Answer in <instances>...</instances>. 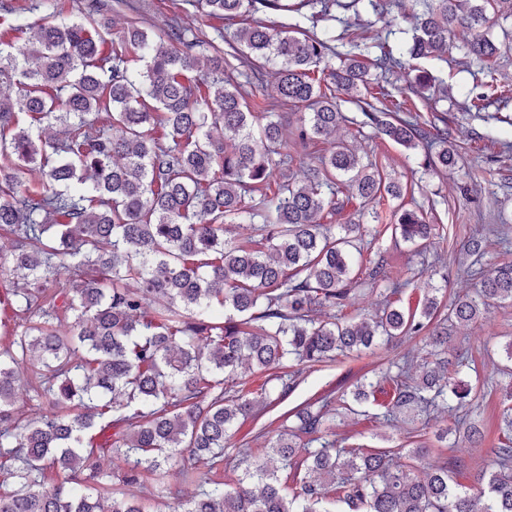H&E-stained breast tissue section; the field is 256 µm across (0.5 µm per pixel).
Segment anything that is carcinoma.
I'll return each mask as SVG.
<instances>
[{
	"mask_svg": "<svg viewBox=\"0 0 512 512\" xmlns=\"http://www.w3.org/2000/svg\"><path fill=\"white\" fill-rule=\"evenodd\" d=\"M202 15L231 19L259 10L314 9L335 0H186ZM508 0H419L415 35L396 51L354 43L330 70L347 95L379 89L361 100L362 119L341 112L336 95L312 77L331 38L291 36L257 23L204 41L180 14L166 27L133 23L106 40L109 0H90L79 17L50 12L30 23L17 15L10 30L23 44L0 41V512H151L143 499L104 482L101 448L126 470L125 486L169 474L199 486L176 512H512V403L504 406L505 440L490 461L477 462V487L459 485L447 452L459 439L475 448L482 430L469 417L472 385L462 355L448 358V325L469 324L493 305L512 304V263L484 265L482 239L468 242L474 290L441 310L429 288L414 309L384 299L381 309L343 319L357 281L354 253L363 237L386 233L427 252L442 237L423 212L398 205L394 224H322L317 216L358 203L361 215L403 186L340 143L309 165L304 179L285 175L294 152L340 124L374 128L408 148H422L425 168L448 172L458 163L448 144L447 118L420 121L384 88L402 72L409 88L433 76L406 59L449 49L477 63L495 88L496 64L512 46L486 29ZM260 88L272 76L276 100L251 110L233 77L232 60ZM139 62L134 68L131 61ZM309 112L288 121L283 109ZM106 112L111 130L90 116ZM444 127H439V124ZM39 177L21 191L12 169ZM248 223L242 241L225 236ZM369 281L389 280L390 294L409 280L386 275L383 259ZM403 337L419 338L430 360L411 374L405 355L358 380L350 393H324L281 415L263 446L237 451L241 477L232 489L209 473L224 462V442L238 422L283 401L300 384L301 366L374 352ZM296 369L289 370V365ZM277 385L248 398L233 388L242 367ZM382 404L383 419L451 411L454 424L434 434L442 457L421 468L428 446L397 453L364 451L331 438L336 418ZM49 413L21 420V396ZM275 460L280 467L272 468Z\"/></svg>",
	"mask_w": 512,
	"mask_h": 512,
	"instance_id": "cac0c4a2",
	"label": "carcinoma"
}]
</instances>
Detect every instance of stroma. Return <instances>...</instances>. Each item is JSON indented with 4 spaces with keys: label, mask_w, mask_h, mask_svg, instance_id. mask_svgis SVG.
I'll return each instance as SVG.
<instances>
[{
    "label": "stroma",
    "mask_w": 512,
    "mask_h": 512,
    "mask_svg": "<svg viewBox=\"0 0 512 512\" xmlns=\"http://www.w3.org/2000/svg\"><path fill=\"white\" fill-rule=\"evenodd\" d=\"M135 10L122 9L109 14V37L121 35L129 23L159 24L186 8L184 0H136ZM415 0H401L389 6L396 22L385 27L377 22L376 15L363 0L357 7H350L349 0H337L330 14L319 22L293 13L275 14L259 11L249 16L230 20L199 18L197 26L202 39L212 38L215 30L233 32L255 22L275 23L286 28L297 26L316 28L317 32L342 36L356 24L373 23L382 39L390 44H407L411 40L409 13ZM458 52L452 51L438 59L421 60L420 65L430 70L435 78L432 88L411 96L415 111L430 116L432 110L444 111L448 120V140L459 152V161L452 173L431 175L422 167V151L408 150L382 139L372 129L357 133L355 128H341L335 139L318 140L311 145L308 155L297 157L291 171L295 178H302L309 155L329 154L334 140L340 139L354 145L359 155L370 157L380 173L407 186L404 201L408 208L422 210L429 223L443 225L448 230L443 265L431 269L424 267L415 246L402 239L385 238L372 243V254H384L389 262V272H402L411 278V285L401 296L402 305L415 304L422 289L439 288V297L451 301L454 296L470 292L473 287L466 267L471 259L463 245L472 237L484 234L488 227L504 224L512 228V51L500 60L497 78L504 93L492 99L479 112H468L463 104L469 91L481 82L480 74L458 66ZM453 347L464 346L469 350V368L464 376L472 381L474 400L480 415L478 420L488 429L489 439L500 434L498 423L503 409L504 384L495 367L504 358L503 347L512 339V307H497L472 325H459L453 330ZM423 356V344L417 339L404 338L377 349L375 353L341 356L335 361L319 365L303 375L298 388L283 402V409L336 386H348L357 378L376 380L381 363L397 360L403 354ZM379 406L368 407L366 415H347L336 424L337 438L363 444L364 447H407L427 441L437 429L451 422L447 415L432 418L428 427L395 420L385 424L378 417Z\"/></svg>",
    "instance_id": "1"
}]
</instances>
